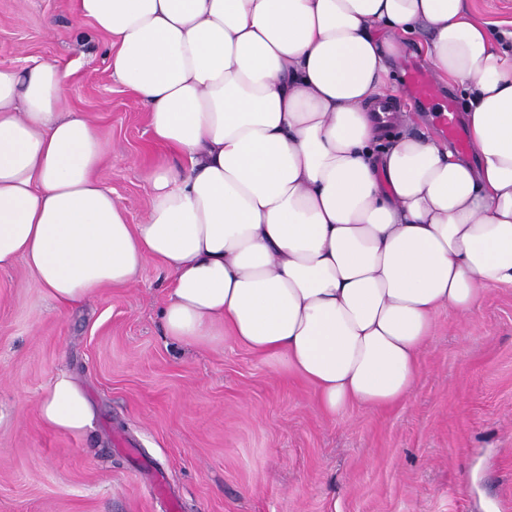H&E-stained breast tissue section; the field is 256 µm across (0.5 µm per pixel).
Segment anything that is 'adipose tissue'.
<instances>
[{"label":"adipose tissue","instance_id":"obj_1","mask_svg":"<svg viewBox=\"0 0 512 512\" xmlns=\"http://www.w3.org/2000/svg\"><path fill=\"white\" fill-rule=\"evenodd\" d=\"M109 38L112 76L148 108L156 168L143 223L97 177L105 143L65 108L53 62L0 67V271L24 263L59 308L172 276L169 339L232 337L313 388L319 407L408 397L447 310L512 286V47L466 0H74ZM412 40L466 93L473 159L436 134L386 140L373 106ZM51 429L94 410L63 372Z\"/></svg>","mask_w":512,"mask_h":512}]
</instances>
